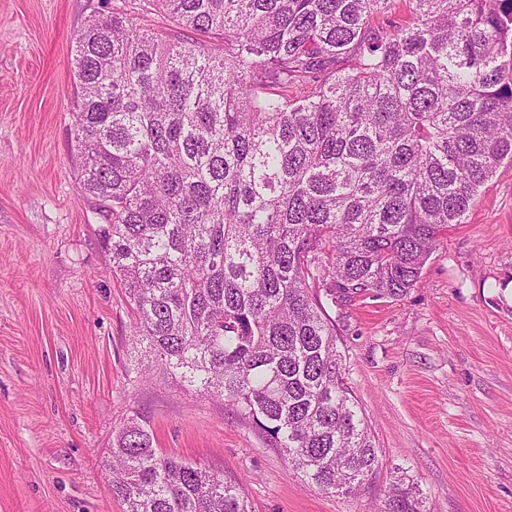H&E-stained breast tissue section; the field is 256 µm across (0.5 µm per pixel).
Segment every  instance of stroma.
Wrapping results in <instances>:
<instances>
[{
  "instance_id": "stroma-1",
  "label": "stroma",
  "mask_w": 512,
  "mask_h": 512,
  "mask_svg": "<svg viewBox=\"0 0 512 512\" xmlns=\"http://www.w3.org/2000/svg\"><path fill=\"white\" fill-rule=\"evenodd\" d=\"M123 0H0V512H123L112 434L223 472L251 512H373L397 471L428 512H512V164L397 300L328 306L379 463L358 492L311 486L254 425L181 391L133 341L76 165L72 36Z\"/></svg>"
}]
</instances>
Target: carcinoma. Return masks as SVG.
I'll return each instance as SVG.
<instances>
[{"label":"carcinoma","mask_w":512,"mask_h":512,"mask_svg":"<svg viewBox=\"0 0 512 512\" xmlns=\"http://www.w3.org/2000/svg\"><path fill=\"white\" fill-rule=\"evenodd\" d=\"M72 37L80 183L135 343L324 492L378 463L321 296L397 300L512 163V0H133ZM125 512H249L240 484L109 448ZM377 512H427L414 481Z\"/></svg>","instance_id":"carcinoma-1"}]
</instances>
